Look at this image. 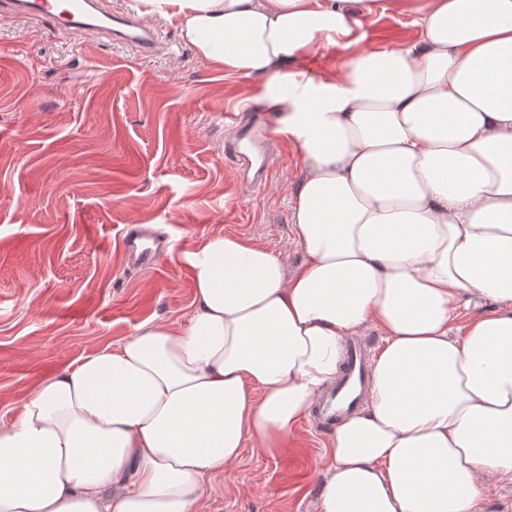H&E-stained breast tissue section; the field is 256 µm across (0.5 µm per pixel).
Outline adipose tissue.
Instances as JSON below:
<instances>
[{"mask_svg":"<svg viewBox=\"0 0 512 512\" xmlns=\"http://www.w3.org/2000/svg\"><path fill=\"white\" fill-rule=\"evenodd\" d=\"M134 2L260 78L305 260L228 235L189 252L187 321L143 322L0 424V512H203L245 446L287 450L372 327L319 512H483L487 479L512 484V0H388L416 33L381 49L355 32L376 0ZM318 46L342 76L302 69Z\"/></svg>","mask_w":512,"mask_h":512,"instance_id":"obj_1","label":"adipose tissue"}]
</instances>
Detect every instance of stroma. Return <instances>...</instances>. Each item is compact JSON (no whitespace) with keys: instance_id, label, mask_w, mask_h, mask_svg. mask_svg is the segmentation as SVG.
Masks as SVG:
<instances>
[{"instance_id":"1","label":"stroma","mask_w":512,"mask_h":512,"mask_svg":"<svg viewBox=\"0 0 512 512\" xmlns=\"http://www.w3.org/2000/svg\"><path fill=\"white\" fill-rule=\"evenodd\" d=\"M158 27L180 49L146 59L37 18L0 22V416L142 322L185 321L195 295L186 255L209 237L303 260L285 189L300 169L287 146L260 188L224 156L232 120L269 118L240 106L258 78L224 76L173 26ZM360 32L375 48L415 29L378 12ZM128 224L170 236L154 269L124 265ZM328 437L305 422L283 454L245 448L212 479L205 512H315Z\"/></svg>"}]
</instances>
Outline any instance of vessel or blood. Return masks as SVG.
Listing matches in <instances>:
<instances>
[{"mask_svg":"<svg viewBox=\"0 0 512 512\" xmlns=\"http://www.w3.org/2000/svg\"><path fill=\"white\" fill-rule=\"evenodd\" d=\"M0 14L17 20L37 16L71 34L103 35L143 57L173 49L172 44L163 40L159 30L143 17L105 9L100 0H0ZM265 134L261 122H254L246 131V143L237 142L225 146V156L236 160L246 158L248 149L253 148L259 152ZM255 164L252 181L257 184L266 178L270 166L267 157L260 152ZM144 238L145 234L139 225H126L123 251L129 263L139 269L149 270L156 265L164 244L157 240L147 246L143 243ZM371 351V344L359 340L347 345L342 371L315 408L320 425L329 427L337 424L347 413L362 405Z\"/></svg>","mask_w":512,"mask_h":512,"instance_id":"vessel-or-blood-1","label":"vessel or blood"}]
</instances>
